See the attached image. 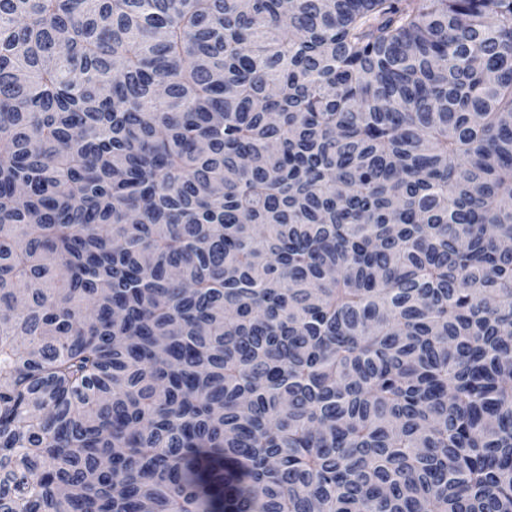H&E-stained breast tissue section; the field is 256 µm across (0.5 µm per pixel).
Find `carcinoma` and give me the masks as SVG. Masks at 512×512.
I'll return each mask as SVG.
<instances>
[{
  "instance_id": "carcinoma-1",
  "label": "carcinoma",
  "mask_w": 512,
  "mask_h": 512,
  "mask_svg": "<svg viewBox=\"0 0 512 512\" xmlns=\"http://www.w3.org/2000/svg\"><path fill=\"white\" fill-rule=\"evenodd\" d=\"M0 512H512V0H0Z\"/></svg>"
}]
</instances>
